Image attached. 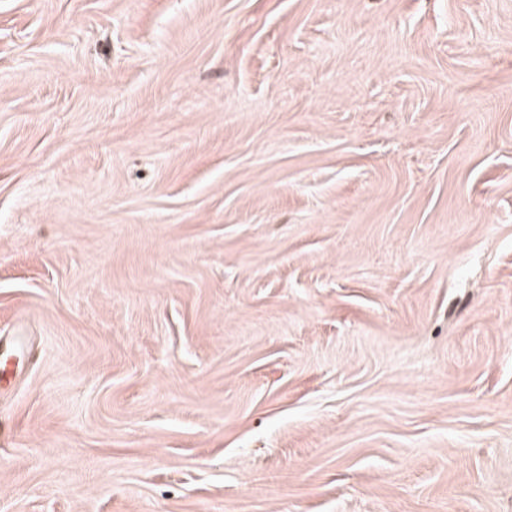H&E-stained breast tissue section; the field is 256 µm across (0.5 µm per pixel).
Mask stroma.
<instances>
[{"label":"stroma","instance_id":"obj_1","mask_svg":"<svg viewBox=\"0 0 512 512\" xmlns=\"http://www.w3.org/2000/svg\"><path fill=\"white\" fill-rule=\"evenodd\" d=\"M0 512H512V0H0ZM0 342L7 345V351L0 360V387H3L4 383L9 381L14 372V368L9 364V357L14 353L27 349V343L26 336H11L6 343H4V339L1 337Z\"/></svg>","mask_w":512,"mask_h":512}]
</instances>
